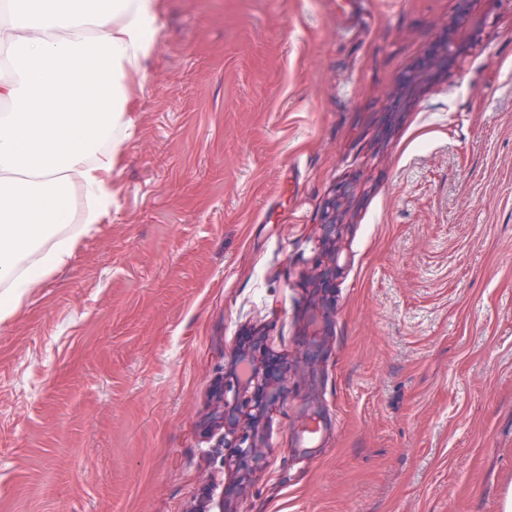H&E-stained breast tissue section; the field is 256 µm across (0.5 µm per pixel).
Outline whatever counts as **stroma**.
Listing matches in <instances>:
<instances>
[{
    "label": "stroma",
    "instance_id": "stroma-1",
    "mask_svg": "<svg viewBox=\"0 0 512 512\" xmlns=\"http://www.w3.org/2000/svg\"><path fill=\"white\" fill-rule=\"evenodd\" d=\"M335 10L160 0L112 206L0 325V512H504L512 0L432 74L456 0ZM251 336L287 383L245 471L210 411Z\"/></svg>",
    "mask_w": 512,
    "mask_h": 512
}]
</instances>
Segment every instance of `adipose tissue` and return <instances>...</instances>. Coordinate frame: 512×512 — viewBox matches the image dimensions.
<instances>
[{"label": "adipose tissue", "instance_id": "obj_1", "mask_svg": "<svg viewBox=\"0 0 512 512\" xmlns=\"http://www.w3.org/2000/svg\"><path fill=\"white\" fill-rule=\"evenodd\" d=\"M159 0H0V324L23 297L65 268L73 239L53 241L71 203L66 182L78 181L89 201L111 199L109 177L119 155L113 126L122 124L124 80L157 50ZM106 80L88 86L100 58ZM98 109L86 111L88 100ZM37 255L34 269L20 258Z\"/></svg>", "mask_w": 512, "mask_h": 512}]
</instances>
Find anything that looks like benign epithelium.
Instances as JSON below:
<instances>
[{"instance_id":"1","label":"benign epithelium","mask_w":512,"mask_h":512,"mask_svg":"<svg viewBox=\"0 0 512 512\" xmlns=\"http://www.w3.org/2000/svg\"><path fill=\"white\" fill-rule=\"evenodd\" d=\"M467 39L456 30L448 33L439 45L429 51L424 61L428 69L434 70L444 64L452 63L466 50ZM233 361L246 363L251 367V375L243 380L233 373L224 381V390L214 395L211 417L216 427L234 433L240 426L253 419V415L263 414L269 407L276 405L285 389V377H276L262 372L264 357L250 346L239 347L234 351ZM233 393L227 399L226 393ZM237 448V464L249 469L264 458V445L261 441L245 434L241 435Z\"/></svg>"}]
</instances>
